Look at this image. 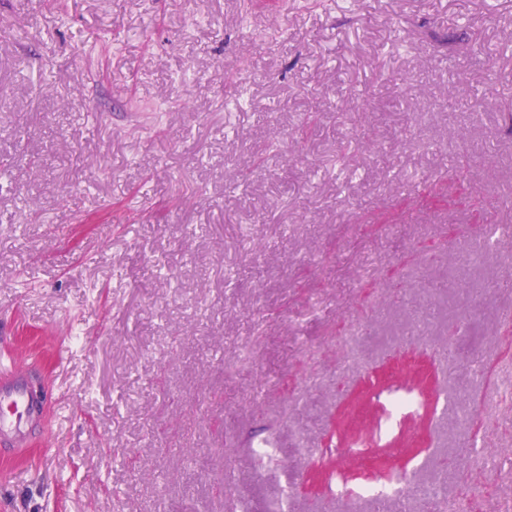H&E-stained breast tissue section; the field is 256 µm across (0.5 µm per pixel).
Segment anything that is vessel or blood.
<instances>
[{
    "instance_id": "vessel-or-blood-1",
    "label": "vessel or blood",
    "mask_w": 512,
    "mask_h": 512,
    "mask_svg": "<svg viewBox=\"0 0 512 512\" xmlns=\"http://www.w3.org/2000/svg\"><path fill=\"white\" fill-rule=\"evenodd\" d=\"M46 399L33 393L28 380L13 371L0 372V443L26 447L31 432L43 426Z\"/></svg>"
}]
</instances>
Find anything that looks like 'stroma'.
<instances>
[{"label": "stroma", "instance_id": "stroma-1", "mask_svg": "<svg viewBox=\"0 0 512 512\" xmlns=\"http://www.w3.org/2000/svg\"><path fill=\"white\" fill-rule=\"evenodd\" d=\"M511 119L512 0H0V512H377L422 414L411 512H512ZM0 372V442L10 448H25L31 432L44 424L47 401L12 370Z\"/></svg>", "mask_w": 512, "mask_h": 512}]
</instances>
